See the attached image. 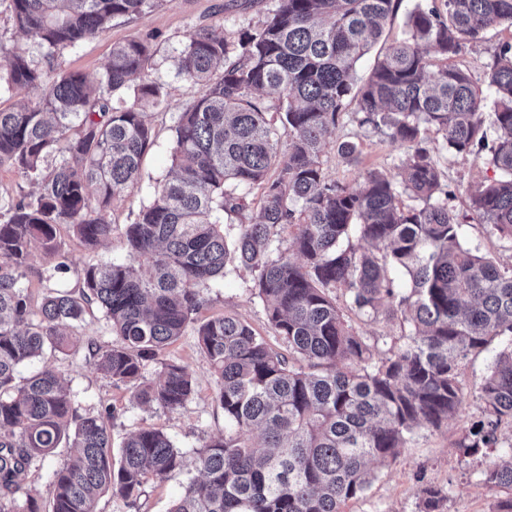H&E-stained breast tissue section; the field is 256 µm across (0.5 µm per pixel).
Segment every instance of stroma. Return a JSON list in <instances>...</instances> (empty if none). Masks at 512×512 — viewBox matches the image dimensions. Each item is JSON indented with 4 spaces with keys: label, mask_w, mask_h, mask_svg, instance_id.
<instances>
[{
    "label": "stroma",
    "mask_w": 512,
    "mask_h": 512,
    "mask_svg": "<svg viewBox=\"0 0 512 512\" xmlns=\"http://www.w3.org/2000/svg\"><path fill=\"white\" fill-rule=\"evenodd\" d=\"M439 2L399 0L395 13L385 24L380 42L358 61L357 79L366 80L378 56L405 38V22L410 11L418 6L429 8ZM273 5L274 0H162L151 12L130 20H115L98 37L62 51L58 58L59 69L78 70L93 76L103 71L114 45L130 39L148 41L153 52L149 74L165 92L163 105L147 110L155 129V142L143 157L141 180L124 193L107 215L113 225L111 239L90 252L78 246L68 231H61L62 247L68 254L70 266L63 276L68 286L76 285L83 266L90 260L126 257L125 226L132 213L149 203L153 186L166 176L171 166L173 128L178 116L202 93L201 86L176 75L174 58L188 34L197 28L209 27L224 36H232L238 30L259 25ZM511 43L512 25L505 23L488 30L479 46L464 48L449 58L448 63L468 70L483 89L487 86V66L494 52L501 45ZM424 136L425 146L442 174V190L448 195L449 207L466 217L462 227L466 247L494 258L502 266H512V241L500 237L491 225L482 223L471 207V191L494 175L492 167L486 163L490 142L475 146L470 154L459 155L449 149L443 132L436 126L425 125ZM345 142L355 144L354 156L341 154L339 146ZM412 152L410 145L391 142L383 131L364 123L362 113L350 105L341 113L320 162L327 181L356 189L368 172L396 175ZM256 278V271L240 266L213 281L204 291L208 300L205 316L234 314L260 335L273 338L264 304L255 291ZM349 322L357 334L374 342L373 354L378 358L397 350L410 333L409 324L399 316L353 314ZM498 351V346H490L464 364L459 377L462 403L457 415L437 431L424 425L415 427L396 460L376 468L370 488L350 500L345 512H419L420 490L428 484L443 488L447 494L440 512H495L499 499L512 496L510 489L493 490L485 484V455L464 454L459 446L471 424L483 414L482 387ZM163 357L186 366L196 388L186 408L173 413L156 407L147 409L131 401L128 389L114 386L84 353L68 357L47 355L34 361L33 366L60 372L84 412L94 414L108 406L114 408L115 418L110 422L113 447H120L129 433L156 425L169 434L178 448L189 452L199 448L205 440L223 434L224 413L214 400L210 366L193 332H186L169 345ZM187 479L186 473L175 472L164 481L149 485L135 508L120 498L104 496L99 503L100 512H168Z\"/></svg>",
    "instance_id": "1"
}]
</instances>
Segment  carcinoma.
I'll return each mask as SVG.
<instances>
[{"label":"carcinoma","instance_id":"cac0c4a2","mask_svg":"<svg viewBox=\"0 0 512 512\" xmlns=\"http://www.w3.org/2000/svg\"><path fill=\"white\" fill-rule=\"evenodd\" d=\"M161 2L11 0V9L51 66L114 20ZM397 2L275 0L261 24L234 41L193 31L176 74L205 91L179 115L169 175L125 225L126 258L86 263L77 288H52L37 305L28 276L50 283L68 271L61 226L86 250L112 237L106 214L140 180L154 142L144 107L159 104L162 91L141 40L113 46L92 79L64 70L51 81L25 52L0 46V95L41 90L31 104L0 108V167L38 186L27 200L0 204V512H99L104 493L134 506L149 484L184 470L185 453L163 429L148 425L125 437L116 461L107 427L113 411L81 412L53 370L21 383L16 376L47 350L69 356L84 344L132 401L177 412L195 392L186 367L162 360L151 378L144 372L189 330L209 362L224 435L195 452L198 475L169 512H343L370 487V463L394 460L414 427L438 430L458 413L462 366L495 341L501 349L482 387L485 419L460 447L472 454L497 447L499 426L512 424V267L463 244L464 219L440 197L421 123L442 130L457 154L482 142V91L463 69H433L424 48L446 59L478 45L489 28L512 24V0L416 7L407 37L359 86L355 64L381 38ZM487 84L497 132L489 165L498 176L476 187L471 201L484 223L512 240V44L494 53ZM353 102L391 141L415 145L401 180L370 171L353 190L325 179L319 156ZM255 185L259 215L229 242L224 220L244 217ZM400 187L420 204L400 207ZM288 224L296 232L283 249ZM39 255L52 263L35 267ZM235 262L258 271L280 348L232 314L199 319L208 303L201 289ZM392 269L408 276L404 290ZM336 288L357 314H401L411 328L404 345L373 361ZM93 309L115 341L83 342L78 327ZM63 444L75 453L52 472L44 498L29 487V473ZM485 483L512 488V452L490 461ZM445 499L442 488L424 486L420 512H439Z\"/></svg>","mask_w":512,"mask_h":512}]
</instances>
